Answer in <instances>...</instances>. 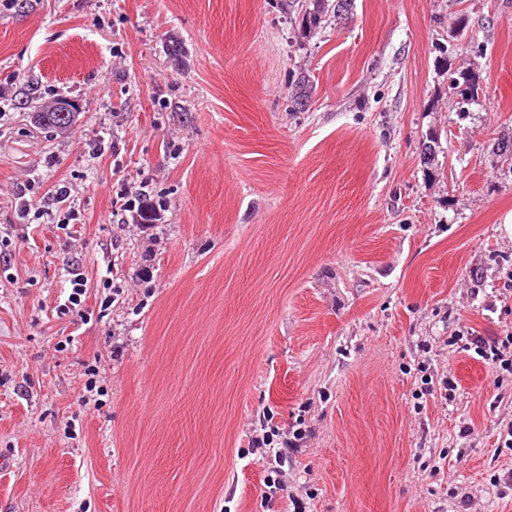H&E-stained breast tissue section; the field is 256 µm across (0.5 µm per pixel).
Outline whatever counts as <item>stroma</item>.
Instances as JSON below:
<instances>
[{"label": "stroma", "mask_w": 512, "mask_h": 512, "mask_svg": "<svg viewBox=\"0 0 512 512\" xmlns=\"http://www.w3.org/2000/svg\"><path fill=\"white\" fill-rule=\"evenodd\" d=\"M57 101L75 123L37 128ZM501 140L512 0L312 32L286 0H0V512H291L259 421L305 432L306 512H512V374L462 344L512 334ZM31 182L70 188L71 232L21 217ZM141 190L165 223L114 215ZM293 439L283 440L280 447L272 446L274 444V434H263L262 437L252 435L249 441L248 453L255 455V460L261 465L266 475L263 480V494L266 499L272 501L278 495L281 498H293L288 494V483L284 467L288 464V455L298 452L303 440L302 432L292 431ZM251 451V452H250Z\"/></svg>", "instance_id": "1"}]
</instances>
